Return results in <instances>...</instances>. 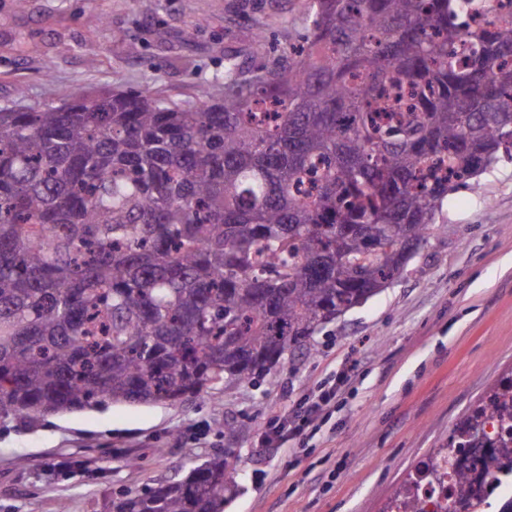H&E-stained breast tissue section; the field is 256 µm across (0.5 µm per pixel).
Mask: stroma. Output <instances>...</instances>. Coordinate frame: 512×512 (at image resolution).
Returning a JSON list of instances; mask_svg holds the SVG:
<instances>
[{"label": "stroma", "instance_id": "obj_1", "mask_svg": "<svg viewBox=\"0 0 512 512\" xmlns=\"http://www.w3.org/2000/svg\"><path fill=\"white\" fill-rule=\"evenodd\" d=\"M305 0H0V104L153 87L194 102L305 31ZM311 357L181 404L108 402L0 420V512H113L233 452L225 512H386L421 462L512 374V161L463 186L400 279L328 323ZM356 363L350 376L346 364ZM336 399L295 450L272 432L321 384ZM228 422L241 424L225 433Z\"/></svg>", "mask_w": 512, "mask_h": 512}]
</instances>
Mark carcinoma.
I'll use <instances>...</instances> for the list:
<instances>
[{
  "label": "carcinoma",
  "mask_w": 512,
  "mask_h": 512,
  "mask_svg": "<svg viewBox=\"0 0 512 512\" xmlns=\"http://www.w3.org/2000/svg\"><path fill=\"white\" fill-rule=\"evenodd\" d=\"M485 7L310 0L304 45L195 103L0 105V419L180 403L312 354L451 192L512 160V20L459 17ZM228 466L116 512H224Z\"/></svg>",
  "instance_id": "cac0c4a2"
}]
</instances>
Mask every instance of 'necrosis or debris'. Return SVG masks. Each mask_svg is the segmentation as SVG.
I'll return each instance as SVG.
<instances>
[{
  "instance_id": "4bbe7bcc",
  "label": "necrosis or debris",
  "mask_w": 512,
  "mask_h": 512,
  "mask_svg": "<svg viewBox=\"0 0 512 512\" xmlns=\"http://www.w3.org/2000/svg\"><path fill=\"white\" fill-rule=\"evenodd\" d=\"M506 420L512 422V391L500 398L494 414L481 418L478 432L470 436L469 448L431 458L427 476L395 501L391 512H406L410 502L420 512H482L488 501L511 494L512 436L502 431ZM493 458L501 460V471L488 469Z\"/></svg>"
}]
</instances>
